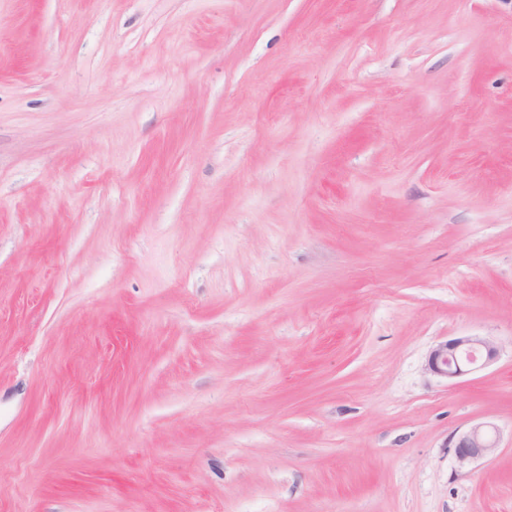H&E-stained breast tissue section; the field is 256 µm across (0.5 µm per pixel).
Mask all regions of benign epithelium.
<instances>
[{"instance_id": "7a95c632", "label": "benign epithelium", "mask_w": 512, "mask_h": 512, "mask_svg": "<svg viewBox=\"0 0 512 512\" xmlns=\"http://www.w3.org/2000/svg\"><path fill=\"white\" fill-rule=\"evenodd\" d=\"M498 347L485 336H459L436 345L430 352L427 369L434 375L453 380L493 363ZM500 431L489 422L477 423L453 440L459 467L466 468L491 456L498 448Z\"/></svg>"}]
</instances>
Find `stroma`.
I'll use <instances>...</instances> for the list:
<instances>
[{
    "label": "stroma",
    "mask_w": 512,
    "mask_h": 512,
    "mask_svg": "<svg viewBox=\"0 0 512 512\" xmlns=\"http://www.w3.org/2000/svg\"><path fill=\"white\" fill-rule=\"evenodd\" d=\"M0 512H512V0H0ZM498 347L485 336H459L436 345L430 352L427 369L447 380H453L493 363ZM500 431L489 422L477 423L454 435L450 442L460 468H466L491 456L498 448ZM455 439V440H454Z\"/></svg>",
    "instance_id": "stroma-1"
}]
</instances>
